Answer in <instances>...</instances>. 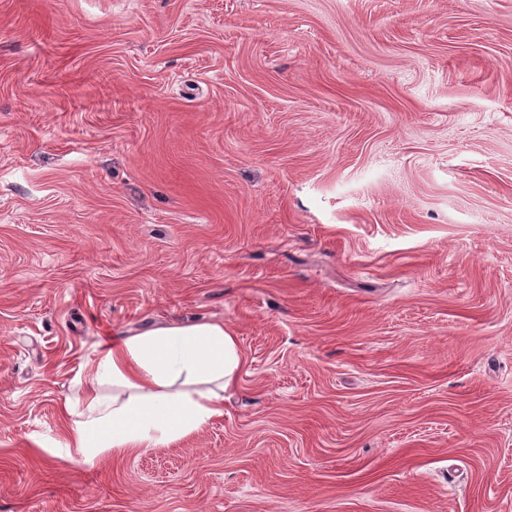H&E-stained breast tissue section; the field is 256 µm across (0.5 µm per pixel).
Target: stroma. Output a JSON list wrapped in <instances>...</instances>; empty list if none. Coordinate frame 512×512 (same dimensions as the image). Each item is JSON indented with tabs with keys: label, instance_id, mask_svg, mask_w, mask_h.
Segmentation results:
<instances>
[{
	"label": "stroma",
	"instance_id": "35a3bbf8",
	"mask_svg": "<svg viewBox=\"0 0 512 512\" xmlns=\"http://www.w3.org/2000/svg\"><path fill=\"white\" fill-rule=\"evenodd\" d=\"M202 321L223 417L66 448ZM0 512H512V0H0ZM245 363L221 321L160 326L115 342L64 405L66 447L85 461L156 448L224 415V390Z\"/></svg>",
	"mask_w": 512,
	"mask_h": 512
}]
</instances>
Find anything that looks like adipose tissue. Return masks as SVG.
Returning a JSON list of instances; mask_svg holds the SVG:
<instances>
[{
    "instance_id": "ef3b65f1",
    "label": "adipose tissue",
    "mask_w": 512,
    "mask_h": 512,
    "mask_svg": "<svg viewBox=\"0 0 512 512\" xmlns=\"http://www.w3.org/2000/svg\"><path fill=\"white\" fill-rule=\"evenodd\" d=\"M245 357L220 321L160 326L113 344L64 405L66 445L84 460L155 448L224 414V392Z\"/></svg>"
}]
</instances>
